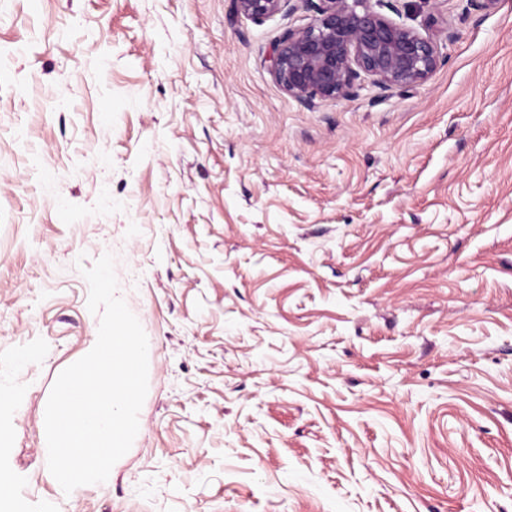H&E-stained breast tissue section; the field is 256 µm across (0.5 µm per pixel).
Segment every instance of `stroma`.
Returning a JSON list of instances; mask_svg holds the SVG:
<instances>
[{"label": "stroma", "mask_w": 512, "mask_h": 512, "mask_svg": "<svg viewBox=\"0 0 512 512\" xmlns=\"http://www.w3.org/2000/svg\"><path fill=\"white\" fill-rule=\"evenodd\" d=\"M423 84L306 109L305 8L0 0V512H512V0H395ZM115 258L148 393L106 482L46 466Z\"/></svg>", "instance_id": "35a3bbf8"}]
</instances>
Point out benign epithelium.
Returning a JSON list of instances; mask_svg holds the SVG:
<instances>
[{
	"label": "benign epithelium",
	"mask_w": 512,
	"mask_h": 512,
	"mask_svg": "<svg viewBox=\"0 0 512 512\" xmlns=\"http://www.w3.org/2000/svg\"><path fill=\"white\" fill-rule=\"evenodd\" d=\"M312 24L286 30L274 45L271 74L306 108L351 98L367 79L381 90L415 87L430 78L438 46L429 34L374 11L369 0H300ZM297 8L293 0H234L236 13L262 22Z\"/></svg>",
	"instance_id": "7a95c632"
}]
</instances>
